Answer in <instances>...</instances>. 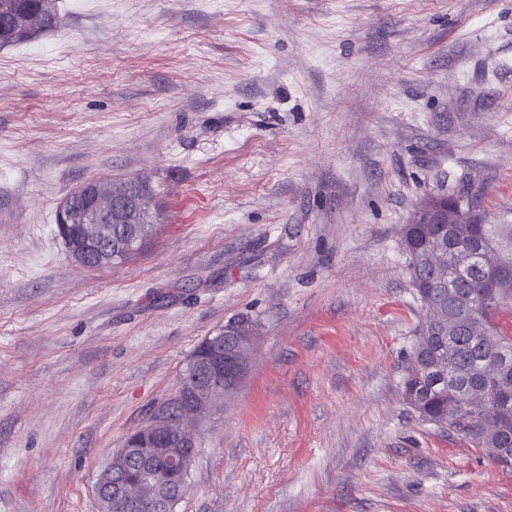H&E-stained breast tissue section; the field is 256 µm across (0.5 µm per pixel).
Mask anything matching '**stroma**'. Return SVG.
<instances>
[{"label": "stroma", "instance_id": "stroma-1", "mask_svg": "<svg viewBox=\"0 0 512 512\" xmlns=\"http://www.w3.org/2000/svg\"><path fill=\"white\" fill-rule=\"evenodd\" d=\"M0 48V512H98L195 347L257 324L179 512H512V471L421 422L417 204L512 214V0H60ZM139 176L156 233L84 267L55 234ZM473 205L472 200L467 199L465 201L463 197L441 193L428 197L421 204V207H439L445 209L446 212H448V209L452 208L455 214L464 217Z\"/></svg>", "mask_w": 512, "mask_h": 512}]
</instances>
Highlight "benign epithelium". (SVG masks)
<instances>
[{"label":"benign epithelium","mask_w":512,"mask_h":512,"mask_svg":"<svg viewBox=\"0 0 512 512\" xmlns=\"http://www.w3.org/2000/svg\"><path fill=\"white\" fill-rule=\"evenodd\" d=\"M80 193L86 200L82 208L72 211L70 203L64 201L58 209L60 223L73 221L81 229L79 236L64 239V248L80 264L93 258L102 264L106 256L98 246L112 224V210H100L88 191L82 189ZM253 348L254 337L240 335L233 324L208 336L205 355L192 360V367L202 373V382L180 388L177 412L161 411L140 427L136 438L119 450L123 460L129 462L144 452L151 461L163 464L187 482L199 447V427L221 409L224 397L233 394L246 372ZM118 472L117 468L110 476H99L95 484L100 489L112 481V512H177L184 494L174 491L171 485L163 486L160 494L150 499L130 498L124 494Z\"/></svg>","instance_id":"obj_1"}]
</instances>
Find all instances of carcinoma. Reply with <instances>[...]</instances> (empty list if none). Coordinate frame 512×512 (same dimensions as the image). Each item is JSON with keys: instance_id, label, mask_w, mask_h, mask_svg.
Returning a JSON list of instances; mask_svg holds the SVG:
<instances>
[{"instance_id": "1", "label": "carcinoma", "mask_w": 512, "mask_h": 512, "mask_svg": "<svg viewBox=\"0 0 512 512\" xmlns=\"http://www.w3.org/2000/svg\"><path fill=\"white\" fill-rule=\"evenodd\" d=\"M58 0H0V47L35 40L59 26ZM108 206L134 190L131 179L97 182ZM422 206L466 216L473 201L444 193ZM156 207L133 217L112 212L121 235L134 225L158 224ZM406 224L401 244L411 282L426 311L404 368L403 398L418 418L494 464L512 468V332L499 316L512 314V222Z\"/></svg>"}]
</instances>
